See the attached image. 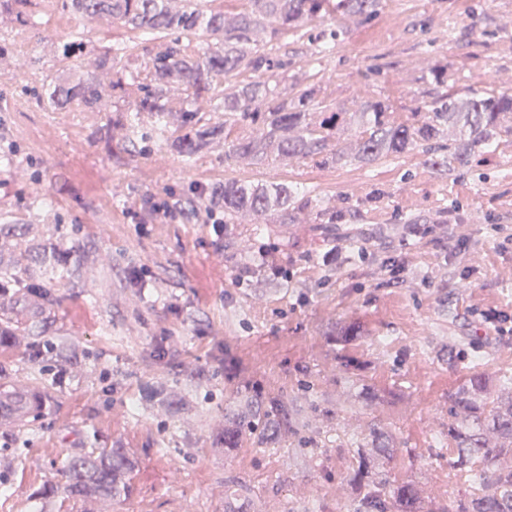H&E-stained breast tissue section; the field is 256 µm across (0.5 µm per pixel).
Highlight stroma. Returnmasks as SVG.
I'll return each mask as SVG.
<instances>
[{
  "mask_svg": "<svg viewBox=\"0 0 512 512\" xmlns=\"http://www.w3.org/2000/svg\"><path fill=\"white\" fill-rule=\"evenodd\" d=\"M39 23L0 21L10 33L0 52V224L21 225L31 243L68 253L70 272L17 308L19 333L0 346V382L45 394L49 403L13 425L0 424V512H38L37 491L61 479L66 460L89 448L125 449L136 460L131 489L93 512H224L232 495L264 512L305 501L346 512L338 488L348 449L336 426L390 423L412 458L406 469L424 495L453 489L448 461L434 445L447 429L448 391L470 368L512 370V245L492 230L512 225V136L476 154L465 168L435 164L415 147L372 164L318 166L308 160L229 158L223 136L199 153L171 140L127 138L115 112L138 97L129 87L112 111L73 104L46 111L43 85L68 73L63 44H120L119 66L143 69L164 39L98 18L77 19L60 0H36ZM249 52L273 64L269 86L297 95L317 90L319 109L348 111L387 100L392 119L414 123L439 89L429 67H448L461 94H512V0H381L368 22L327 16L271 35L258 29ZM227 180L285 183L305 206L292 220L256 223L239 215L215 236L193 190ZM180 208L165 220L143 208ZM336 223H329V216ZM418 225L420 235L408 234ZM466 247H450L457 239ZM341 250L342 267L323 263ZM379 256L406 270L390 280ZM501 313L498 333L485 321ZM358 324L347 345L328 336L336 322ZM70 344V360L52 346ZM375 360L371 384L403 401L360 414H335L337 358ZM240 367L236 376L225 360ZM260 383L289 407L315 410L319 466L289 467L292 440L259 448L242 432L224 450V408L246 384ZM165 407L144 404L150 387Z\"/></svg>",
  "mask_w": 512,
  "mask_h": 512,
  "instance_id": "1",
  "label": "stroma"
}]
</instances>
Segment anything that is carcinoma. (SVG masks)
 <instances>
[{"label": "carcinoma", "instance_id": "obj_1", "mask_svg": "<svg viewBox=\"0 0 512 512\" xmlns=\"http://www.w3.org/2000/svg\"><path fill=\"white\" fill-rule=\"evenodd\" d=\"M249 12L232 17L221 10L202 11L198 0H61L63 9L80 19L97 16L112 24L170 37L163 50L145 67L127 76L116 70L123 48L114 45L93 51V68L83 65L84 43L63 46L73 58L69 75L50 83L39 101L50 110L77 101L91 110L112 111V92L124 85H137L144 95L124 109L117 123L129 137L154 140L168 137L172 127L182 130L176 146L186 155L201 149L206 139L226 131L223 125L197 127V111L174 110L170 94L178 91L191 103L209 93L214 82L244 69L261 73L271 63L261 54L250 55L244 45L254 30L268 22L272 35L312 22L327 13L336 18L372 17L380 0H251ZM33 0H0V15H9L23 26L36 25ZM210 34L216 47L191 54L180 39L198 31ZM315 89L307 88L295 97L274 96L261 80L236 85L224 92L221 108L241 121L258 126L257 134L227 142L228 153L252 161L276 155L310 160L317 165L345 164L348 158L362 164L399 154L414 145L432 148L448 141V160L459 167L470 164L473 154L512 134V95L492 89L460 96L453 91L434 98L422 120L397 123L390 118V106L383 100L362 103L353 112H325L314 108ZM357 130L350 150L335 144L341 125ZM202 202L224 212V224L235 223L247 212L257 223L277 212L288 218L294 209L295 191L286 183L252 184L226 181L200 193ZM50 263L67 269L66 256L49 246L41 252L18 242V256L0 266V309L16 291L36 276L31 268ZM361 335L354 323H336V341L348 344ZM373 361L347 356L339 360L344 386L336 391V413L373 410L393 397L378 392L371 400L362 396ZM448 429L436 439L435 456L448 459V466L461 474L468 489L453 504L422 494L419 482L403 472L404 449L397 434L376 420L344 439L351 457L340 485L347 512H512V373L489 375L475 371L448 392ZM250 430L259 445L280 438H298L293 455L308 456L316 428L313 415L292 413L288 404L267 397L260 385L248 386L238 400L224 408V447L230 448L242 433ZM134 465L122 448H93L72 457L63 467V482L48 484L37 497L51 502L117 501L129 493Z\"/></svg>", "mask_w": 512, "mask_h": 512}]
</instances>
